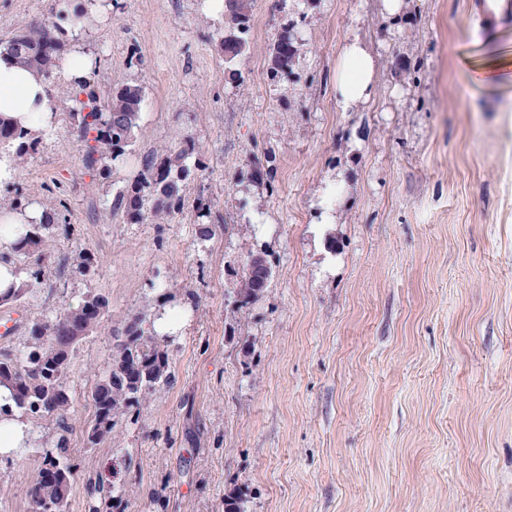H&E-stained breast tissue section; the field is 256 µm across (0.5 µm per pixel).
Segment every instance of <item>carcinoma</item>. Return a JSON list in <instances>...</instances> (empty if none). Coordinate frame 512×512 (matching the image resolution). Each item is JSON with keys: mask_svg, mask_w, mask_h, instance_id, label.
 I'll use <instances>...</instances> for the list:
<instances>
[{"mask_svg": "<svg viewBox=\"0 0 512 512\" xmlns=\"http://www.w3.org/2000/svg\"><path fill=\"white\" fill-rule=\"evenodd\" d=\"M251 9L252 0H224L220 48L229 63L246 50ZM60 32L61 27L55 22L32 20L0 44V55L34 67L50 79L63 62ZM297 55L294 36L288 31L280 35L272 49L267 81L275 84L290 74ZM99 81V72L93 68L78 86L68 87L66 91L75 102L71 117L77 121V129L86 143V167L106 180L112 174V162L124 157L138 139L145 92L137 83H126L112 88L110 98L102 104L97 93ZM39 145L40 141L28 138L18 126L0 116V152L11 153L20 165L36 153ZM194 154L195 144L191 139L177 148L154 152L144 161V177L120 190L113 208L123 210L130 224L155 221L180 209ZM54 229L56 224L50 214L43 222L25 225L10 251L0 254V261L11 264L17 257H26L30 277L39 279L45 260L43 246ZM271 278L265 271L250 273L248 268H243L236 299L238 309L252 305L264 293ZM29 291L30 284L23 281L16 288L0 292V304L17 303ZM111 315L109 300L90 292L74 308L52 318L41 315L32 320L21 350L0 351V388L9 391L12 401L9 406H0V415L16 409L37 421L49 420L57 429L56 441L42 449V474L31 488V497L40 509L50 504L54 512H63L73 480V464L66 448L71 404L68 378L73 351ZM142 323L141 315L125 322L124 340L117 344L111 364L95 375L91 389L95 417L88 431V441L93 445L112 438L116 426L140 404L145 394L171 383L168 353L155 337L142 329ZM95 492L101 497L89 506L90 512L117 508L126 495L122 490L117 495L106 496L101 487Z\"/></svg>", "mask_w": 512, "mask_h": 512, "instance_id": "1", "label": "carcinoma"}]
</instances>
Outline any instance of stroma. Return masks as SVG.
<instances>
[{
    "instance_id": "obj_1",
    "label": "stroma",
    "mask_w": 512,
    "mask_h": 512,
    "mask_svg": "<svg viewBox=\"0 0 512 512\" xmlns=\"http://www.w3.org/2000/svg\"><path fill=\"white\" fill-rule=\"evenodd\" d=\"M57 0H0V42L54 21ZM292 29L299 60L269 85L271 49ZM223 15L208 0H100L79 40L114 86L145 90L142 131L102 181L63 95L56 123L18 168L15 195L55 212L28 314H56L90 292L112 315L77 347L65 512H88L89 482L128 492L125 512H512V77L471 82L470 64L512 53V26L483 31L467 0H254L246 51L225 62ZM378 60L376 93L336 104L341 47ZM196 143L181 209L127 223L116 194L146 155ZM264 178H255L254 167ZM343 185L341 204L331 203ZM214 234L200 239V226ZM96 257L91 275L71 267ZM273 277L248 310L236 292L249 255ZM181 309L160 337L172 384L135 421L90 445L93 374L125 321ZM36 448L0 462V512H37Z\"/></svg>"
}]
</instances>
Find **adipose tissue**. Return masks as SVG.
I'll return each instance as SVG.
<instances>
[{
    "label": "adipose tissue",
    "mask_w": 512,
    "mask_h": 512,
    "mask_svg": "<svg viewBox=\"0 0 512 512\" xmlns=\"http://www.w3.org/2000/svg\"><path fill=\"white\" fill-rule=\"evenodd\" d=\"M376 61L364 42L346 43L336 66V103L342 111L370 100L375 94ZM50 87L35 68L0 57V115L33 136L48 134L55 124Z\"/></svg>",
    "instance_id": "ef3b65f1"
}]
</instances>
